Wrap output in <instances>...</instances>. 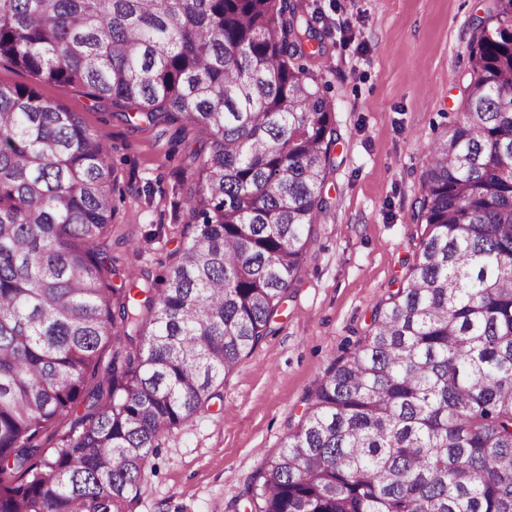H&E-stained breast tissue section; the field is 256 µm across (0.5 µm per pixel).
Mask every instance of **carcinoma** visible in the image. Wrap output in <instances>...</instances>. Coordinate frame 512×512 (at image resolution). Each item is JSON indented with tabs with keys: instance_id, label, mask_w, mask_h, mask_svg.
<instances>
[{
	"instance_id": "cac0c4a2",
	"label": "carcinoma",
	"mask_w": 512,
	"mask_h": 512,
	"mask_svg": "<svg viewBox=\"0 0 512 512\" xmlns=\"http://www.w3.org/2000/svg\"><path fill=\"white\" fill-rule=\"evenodd\" d=\"M323 54L298 0H0V62L33 79L0 82V512H123L267 335L327 210L339 134L301 63ZM470 75L406 285L308 393L251 512H512V0ZM41 84L206 136L161 281L111 285L109 148Z\"/></svg>"
}]
</instances>
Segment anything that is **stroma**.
Wrapping results in <instances>:
<instances>
[{
	"label": "stroma",
	"mask_w": 512,
	"mask_h": 512,
	"mask_svg": "<svg viewBox=\"0 0 512 512\" xmlns=\"http://www.w3.org/2000/svg\"><path fill=\"white\" fill-rule=\"evenodd\" d=\"M326 52L308 66L328 88L340 139L299 280L267 336L212 399L172 433L124 512H246L242 492L295 427L331 358L353 347L379 303L402 286L421 234L427 146L470 81L472 29L491 0H302ZM43 99L78 113L110 144L122 195L112 254L124 275H164L189 222L187 147L205 135L126 122L107 100L46 84Z\"/></svg>",
	"instance_id": "1"
}]
</instances>
